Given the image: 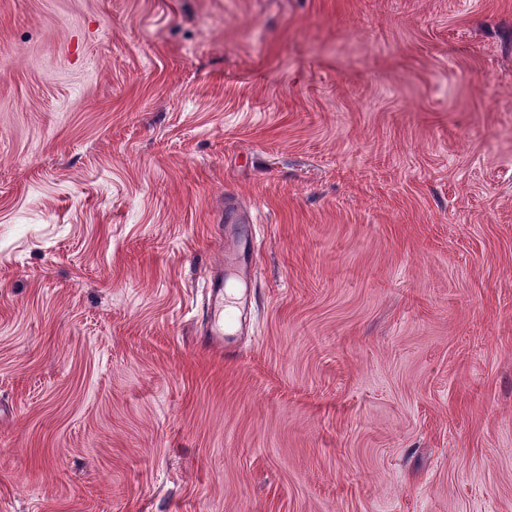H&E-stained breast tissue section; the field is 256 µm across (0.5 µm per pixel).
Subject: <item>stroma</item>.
Listing matches in <instances>:
<instances>
[{"label":"stroma","mask_w":512,"mask_h":512,"mask_svg":"<svg viewBox=\"0 0 512 512\" xmlns=\"http://www.w3.org/2000/svg\"><path fill=\"white\" fill-rule=\"evenodd\" d=\"M0 512H512V0H0ZM224 223L218 224L220 239H223L224 230L234 241L236 250L229 267L224 269V257L221 256L214 267L209 271L207 290L204 300L205 310V346L209 350L223 352L231 356L234 348L232 330L235 325L233 314L227 309L226 298L232 291L238 295V303L247 305L250 289L235 288V281L230 278L228 270L231 269L235 279L245 285L252 282L255 267L251 257L250 239L243 233L246 224L251 221L248 216L229 203H225Z\"/></svg>","instance_id":"1"}]
</instances>
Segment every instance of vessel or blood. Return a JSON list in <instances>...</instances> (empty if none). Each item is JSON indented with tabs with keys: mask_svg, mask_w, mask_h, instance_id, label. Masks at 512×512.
<instances>
[{
	"mask_svg": "<svg viewBox=\"0 0 512 512\" xmlns=\"http://www.w3.org/2000/svg\"><path fill=\"white\" fill-rule=\"evenodd\" d=\"M225 229L234 241L236 250L230 264L216 262L207 278V290L204 300L205 310V346L208 349L232 353L234 337L232 330L235 318L228 310L226 298L229 291H236L240 304H247L250 296L248 289L255 275L251 257V244L244 233L250 219L233 206L224 209Z\"/></svg>",
	"mask_w": 512,
	"mask_h": 512,
	"instance_id": "obj_1",
	"label": "vessel or blood"
}]
</instances>
